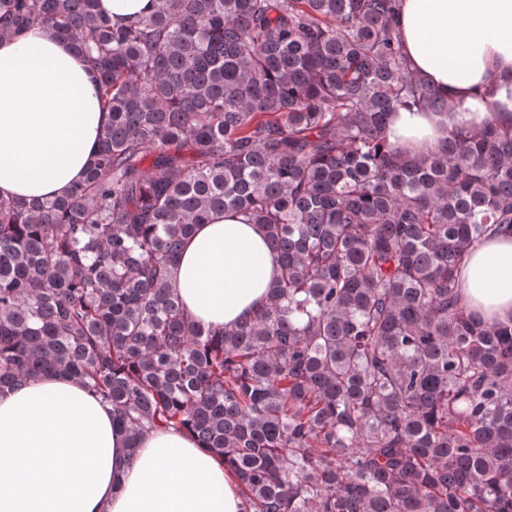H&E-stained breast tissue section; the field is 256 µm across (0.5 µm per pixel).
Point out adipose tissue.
I'll list each match as a JSON object with an SVG mask.
<instances>
[{"mask_svg": "<svg viewBox=\"0 0 512 512\" xmlns=\"http://www.w3.org/2000/svg\"><path fill=\"white\" fill-rule=\"evenodd\" d=\"M398 31L413 71L453 104L392 113L399 150L512 126V0H401ZM109 120L94 71L51 28L0 41L1 195L66 196ZM279 273L262 227L219 211L186 240L170 283L194 319L221 328L264 304ZM461 282L486 322L512 320V240L478 243ZM0 512H244V502L222 458L172 428L130 445L110 407L56 373L0 392Z\"/></svg>", "mask_w": 512, "mask_h": 512, "instance_id": "1", "label": "adipose tissue"}]
</instances>
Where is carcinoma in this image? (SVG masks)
<instances>
[{"mask_svg":"<svg viewBox=\"0 0 512 512\" xmlns=\"http://www.w3.org/2000/svg\"><path fill=\"white\" fill-rule=\"evenodd\" d=\"M399 0H0V38L49 25L109 123L67 196L0 197V390L60 371L131 440L185 430L245 512H512V322L458 273L512 237V128L422 155L399 109L448 107L398 44ZM216 211L279 255L267 305L192 320L169 269ZM151 6V0H101L100 10L112 22L123 23L142 13H146Z\"/></svg>","mask_w":512,"mask_h":512,"instance_id":"carcinoma-1","label":"carcinoma"}]
</instances>
